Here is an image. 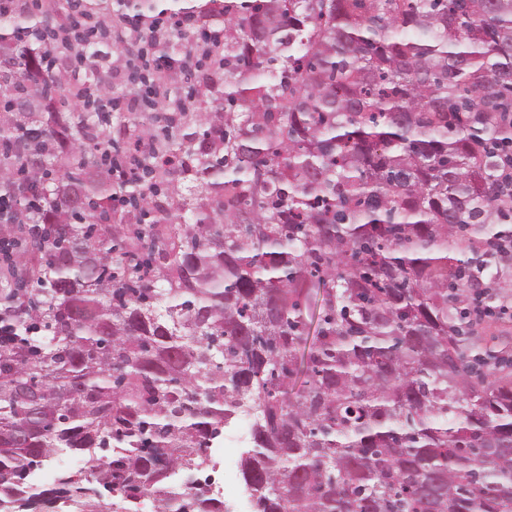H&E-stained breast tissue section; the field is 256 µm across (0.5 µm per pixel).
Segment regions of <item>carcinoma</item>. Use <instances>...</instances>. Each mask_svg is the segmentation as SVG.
Masks as SVG:
<instances>
[{"label": "carcinoma", "mask_w": 512, "mask_h": 512, "mask_svg": "<svg viewBox=\"0 0 512 512\" xmlns=\"http://www.w3.org/2000/svg\"><path fill=\"white\" fill-rule=\"evenodd\" d=\"M230 40L208 113L133 112L164 162L112 170V122L68 107L101 81L43 68L60 5L0 18V506L196 485L253 415L254 512H512V358L478 351L512 203V0H205ZM30 27L33 38L18 37ZM178 215L115 210L177 189ZM59 452L89 456L36 492ZM10 227L11 224H0V242H1V250L4 247L8 250V255L10 256V261L19 262L25 256L24 250L25 245L22 241L16 240L15 237L18 236L12 231H7L6 226ZM15 240V241H14ZM8 243V244H7ZM4 251L0 252V268L4 267L6 263L3 261Z\"/></svg>", "instance_id": "carcinoma-1"}]
</instances>
